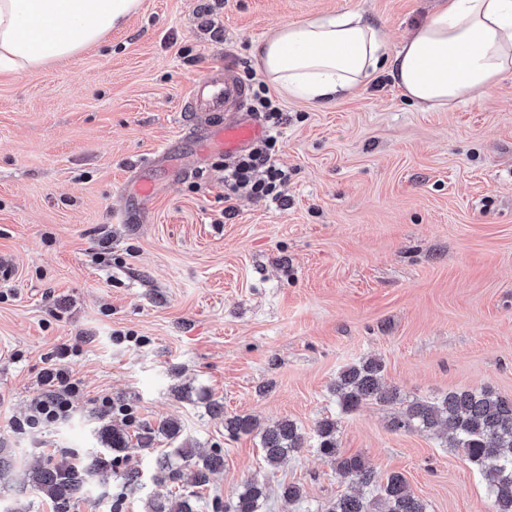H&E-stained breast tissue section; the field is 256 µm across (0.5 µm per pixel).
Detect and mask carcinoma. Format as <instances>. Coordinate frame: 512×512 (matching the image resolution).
<instances>
[{
    "mask_svg": "<svg viewBox=\"0 0 512 512\" xmlns=\"http://www.w3.org/2000/svg\"><path fill=\"white\" fill-rule=\"evenodd\" d=\"M331 392L344 412L356 410L365 401L391 405L400 400L397 389L384 380L383 362L364 360L342 370ZM396 430L451 435L453 447L476 468L487 483L493 512H512V398L486 388L450 391L434 400L416 399L398 412L391 421ZM224 431L231 437L254 434L259 437L264 460L278 467L288 456L305 447L306 437L296 423L284 419L263 427L250 415L224 416ZM180 425L163 420L157 429L137 437L142 447H149L153 436L175 437ZM316 450L327 458L338 478L354 488L350 494L330 500L325 512H428L424 500L409 488L405 477L393 472L380 486L374 485V471L360 454H346L339 448L336 422L325 418L315 428ZM100 437L112 451L131 444L129 436L103 428ZM159 483H177L189 471L193 484L203 486L211 476L224 468L220 450L201 454L192 447L174 448L156 461ZM24 478L52 503L53 512H72L82 499L86 486L95 481L112 480L108 460L90 456L76 463L61 462L51 468L35 469ZM269 498L266 485L255 477L244 480L231 503H215V512H262ZM150 512H195L189 495H174L149 504Z\"/></svg>",
    "mask_w": 512,
    "mask_h": 512,
    "instance_id": "1",
    "label": "carcinoma"
}]
</instances>
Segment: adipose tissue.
I'll return each instance as SVG.
<instances>
[{"label": "adipose tissue", "mask_w": 512, "mask_h": 512, "mask_svg": "<svg viewBox=\"0 0 512 512\" xmlns=\"http://www.w3.org/2000/svg\"><path fill=\"white\" fill-rule=\"evenodd\" d=\"M142 0H0V73L74 60L123 28ZM264 78L293 98L335 102L387 74L421 110L452 109L512 75V0H437L396 50L360 10L287 22L255 49Z\"/></svg>", "instance_id": "ef3b65f1"}]
</instances>
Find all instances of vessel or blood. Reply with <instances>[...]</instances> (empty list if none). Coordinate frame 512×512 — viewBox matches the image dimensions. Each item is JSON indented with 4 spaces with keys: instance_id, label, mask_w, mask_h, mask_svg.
Wrapping results in <instances>:
<instances>
[{
    "instance_id": "obj_1",
    "label": "vessel or blood",
    "mask_w": 512,
    "mask_h": 512,
    "mask_svg": "<svg viewBox=\"0 0 512 512\" xmlns=\"http://www.w3.org/2000/svg\"><path fill=\"white\" fill-rule=\"evenodd\" d=\"M247 101L248 89L233 65L209 73L196 84L190 109L209 117L201 139L211 152L230 157L262 136V127L248 113Z\"/></svg>"
}]
</instances>
